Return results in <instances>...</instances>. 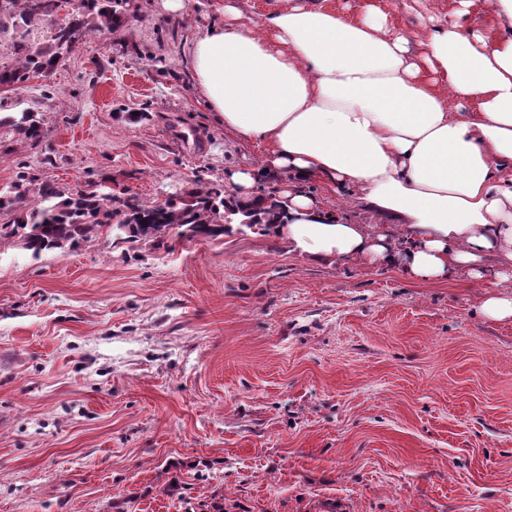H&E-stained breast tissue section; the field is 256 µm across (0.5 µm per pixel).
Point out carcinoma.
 I'll return each instance as SVG.
<instances>
[{
	"instance_id": "obj_1",
	"label": "carcinoma",
	"mask_w": 512,
	"mask_h": 512,
	"mask_svg": "<svg viewBox=\"0 0 512 512\" xmlns=\"http://www.w3.org/2000/svg\"><path fill=\"white\" fill-rule=\"evenodd\" d=\"M123 0H0V16L12 19L18 30L16 59L0 63V88L12 89L30 77L47 73L57 66L74 46V39L84 40L91 34L112 31L122 22L117 6ZM67 10L65 22L51 27L46 42L29 39L31 27ZM29 140L43 136L41 122L32 112L20 116L0 117V128ZM39 205L28 207L30 195ZM262 215L247 210L220 211L224 200L214 188L195 187L164 201L119 199L95 187L63 197L55 184L41 183L26 172H19L8 186L0 189V243L14 242L35 258L54 249H77L103 234L116 242L148 243L159 248L172 237L211 238L224 235V225L239 213L251 220L247 228L264 235L278 223L280 205L275 197L266 196Z\"/></svg>"
}]
</instances>
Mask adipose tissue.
Returning <instances> with one entry per match:
<instances>
[{
  "label": "adipose tissue",
  "instance_id": "1",
  "mask_svg": "<svg viewBox=\"0 0 512 512\" xmlns=\"http://www.w3.org/2000/svg\"><path fill=\"white\" fill-rule=\"evenodd\" d=\"M486 35L455 21L420 31L422 53L368 0H269L257 26L233 4L188 49L193 83L225 129L263 145L231 174V205L258 209L279 176L275 231L296 255L397 267L416 281L480 280V306L512 323V0ZM474 111H465V104ZM354 199L357 224L308 191Z\"/></svg>",
  "mask_w": 512,
  "mask_h": 512
}]
</instances>
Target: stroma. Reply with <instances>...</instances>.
<instances>
[{
  "mask_svg": "<svg viewBox=\"0 0 512 512\" xmlns=\"http://www.w3.org/2000/svg\"><path fill=\"white\" fill-rule=\"evenodd\" d=\"M224 0H128L111 34L0 88L25 171L165 200L259 163L195 88ZM481 284L329 265L237 227L167 248L0 244V512H512V323ZM20 116L1 118L0 128L10 127L12 131L22 134L29 140H40L43 136L41 122L36 119L33 112H19Z\"/></svg>",
  "mask_w": 512,
  "mask_h": 512,
  "instance_id": "obj_1",
  "label": "stroma"
}]
</instances>
